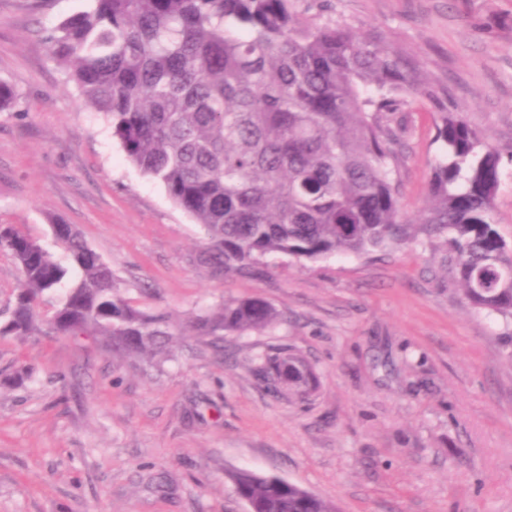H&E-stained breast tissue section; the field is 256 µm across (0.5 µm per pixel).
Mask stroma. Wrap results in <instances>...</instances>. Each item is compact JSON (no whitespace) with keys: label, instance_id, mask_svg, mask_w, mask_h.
Here are the masks:
<instances>
[{"label":"stroma","instance_id":"stroma-1","mask_svg":"<svg viewBox=\"0 0 512 512\" xmlns=\"http://www.w3.org/2000/svg\"><path fill=\"white\" fill-rule=\"evenodd\" d=\"M87 0H0V224L59 252L74 225L135 308L169 313L149 361L93 336L0 337V512H244L238 469L288 480L340 512H512V343L471 308L445 236L417 221L439 114L400 112L407 242L366 255L261 259L221 277L196 262L202 228L125 157L108 119L50 54L48 32ZM301 19L375 34L444 86L500 153L497 228L512 245V0H294ZM279 321L224 338L188 328L229 298ZM279 348L319 378L268 393L257 357ZM21 364L32 377L7 384Z\"/></svg>","mask_w":512,"mask_h":512}]
</instances>
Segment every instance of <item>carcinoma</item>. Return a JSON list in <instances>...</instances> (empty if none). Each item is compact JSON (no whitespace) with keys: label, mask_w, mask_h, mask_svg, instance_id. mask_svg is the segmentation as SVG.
Masks as SVG:
<instances>
[{"label":"carcinoma","mask_w":512,"mask_h":512,"mask_svg":"<svg viewBox=\"0 0 512 512\" xmlns=\"http://www.w3.org/2000/svg\"><path fill=\"white\" fill-rule=\"evenodd\" d=\"M46 40L127 160L204 227L201 261L212 274L270 254L316 261L406 240L392 123L405 97L435 100L442 89L395 46L304 23L292 0H90ZM439 121L443 151L421 222L446 236L468 304L512 322V246L493 215L500 155L461 113L444 110ZM55 228L68 265L0 226V251L20 273L0 336H96L126 358L166 348L169 316L133 308L80 232ZM59 290L46 319L40 306ZM277 319L261 298L229 299L189 327L218 348ZM258 373L274 394L316 390L313 366L290 350L260 355ZM232 479L255 512H339L277 476L240 469Z\"/></svg>","instance_id":"cac0c4a2"}]
</instances>
